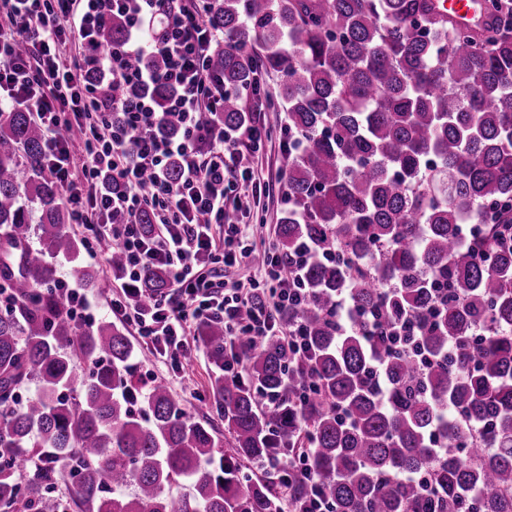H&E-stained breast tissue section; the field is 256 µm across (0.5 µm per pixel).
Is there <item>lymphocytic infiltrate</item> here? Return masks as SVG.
<instances>
[{
	"label": "lymphocytic infiltrate",
	"instance_id": "f902f5d3",
	"mask_svg": "<svg viewBox=\"0 0 512 512\" xmlns=\"http://www.w3.org/2000/svg\"><path fill=\"white\" fill-rule=\"evenodd\" d=\"M209 0H0V102L31 109L46 132V168L59 184L73 223L91 235L89 255L117 245L126 257L125 282L112 298V313L132 327L153 356L181 358L201 324L220 322L230 331L228 373H241L239 337L280 336L302 348L300 328L279 321L281 311L300 301L302 271L314 255L304 245L291 257L267 248L256 251L236 222L230 204L248 196L255 180L243 167L245 152H259L262 129L249 120L231 133L206 122L224 109V83L209 68L218 31L206 20ZM163 24L147 36L155 14ZM127 22L125 39L102 47L101 27L112 17ZM77 40L79 50L65 57L62 39ZM165 62L162 72L150 59ZM105 84L91 83V74ZM170 85L169 109L182 133L175 138L142 136L160 114L151 98L126 99L120 88ZM179 160L171 179L168 166ZM120 193H113V183ZM123 211L124 223L111 221ZM148 210L155 221L143 231L137 218ZM224 227V246L216 248L212 227ZM262 261H255V254ZM255 264L257 279L214 281L208 267ZM160 266L170 274L160 296L142 300L144 272Z\"/></svg>",
	"mask_w": 512,
	"mask_h": 512
}]
</instances>
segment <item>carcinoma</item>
<instances>
[{
    "instance_id": "1",
    "label": "carcinoma",
    "mask_w": 512,
    "mask_h": 512,
    "mask_svg": "<svg viewBox=\"0 0 512 512\" xmlns=\"http://www.w3.org/2000/svg\"><path fill=\"white\" fill-rule=\"evenodd\" d=\"M428 2L210 5L224 32L209 57L225 88L214 120L238 128L260 70L282 75L288 140L304 149L288 154L275 248L318 252L303 271L306 302L284 315L310 359L277 336L239 338L249 384L215 380L230 438L220 457L166 384L139 391L122 328L77 323L55 292L52 259L80 254L70 210L46 174L43 127L26 107H0V512H285L309 477L333 512H512V0H484L480 33ZM126 33L114 19L99 41ZM126 93L166 112L174 89ZM146 134L178 136L180 122L167 115ZM466 216L478 225L471 243ZM74 274L109 287L87 266ZM347 285L359 324L342 334ZM142 288L160 295L166 271ZM197 340L224 365L223 324ZM258 389L288 402L266 407ZM283 443L309 449L307 477L280 492L243 474ZM61 475L69 502L54 495Z\"/></svg>"
}]
</instances>
